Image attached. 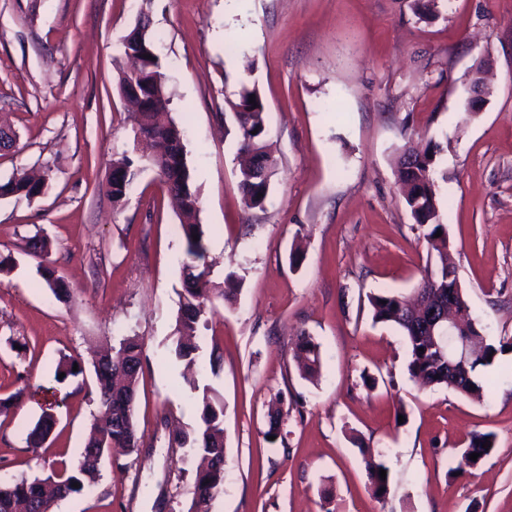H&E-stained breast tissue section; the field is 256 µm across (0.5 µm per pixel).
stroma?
I'll use <instances>...</instances> for the list:
<instances>
[{"mask_svg":"<svg viewBox=\"0 0 512 512\" xmlns=\"http://www.w3.org/2000/svg\"><path fill=\"white\" fill-rule=\"evenodd\" d=\"M149 14L199 191L211 278L239 289L200 326L191 390L172 361L182 291L180 215L152 169L126 202L105 191L133 134L117 77L122 39ZM490 59L494 93L467 109L468 73ZM247 82L266 107L278 159L263 206L239 189L236 123L225 102ZM0 179L41 170L37 198L0 200V485L77 463L98 410L95 351L143 341L134 417L139 445L49 512H187L199 459L172 446L201 422V387L224 407V486L208 512H512V351L482 376L483 402L423 388L394 327L368 296L416 288L427 250L396 182L407 139L441 143L438 207L470 314L488 341L512 337V0H441L423 21L411 0H0ZM42 232L44 257L26 251ZM300 264H292L293 251ZM71 290L58 301L37 272ZM320 346L318 376L294 360ZM78 376L56 378L61 357ZM375 380L363 386L362 375ZM280 398L287 419L269 437ZM56 419L43 447L28 430ZM495 446L454 475L472 435ZM381 461L376 498L365 461ZM38 273L50 288L56 299L62 302H68L71 295L63 279L56 275L55 270L47 265L39 264ZM296 356L301 359L303 365L300 368L302 376L308 379L316 377L319 373L321 357L317 343L310 336H300Z\"/></svg>","mask_w":512,"mask_h":512,"instance_id":"stroma-1","label":"stroma"}]
</instances>
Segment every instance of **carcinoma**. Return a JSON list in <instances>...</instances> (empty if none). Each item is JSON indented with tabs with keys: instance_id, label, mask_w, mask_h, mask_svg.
Wrapping results in <instances>:
<instances>
[{
	"instance_id": "1",
	"label": "carcinoma",
	"mask_w": 512,
	"mask_h": 512,
	"mask_svg": "<svg viewBox=\"0 0 512 512\" xmlns=\"http://www.w3.org/2000/svg\"><path fill=\"white\" fill-rule=\"evenodd\" d=\"M414 14L420 19H428L438 13L439 0H412ZM150 20L140 17L137 28L124 39V54L133 53L141 58L143 80L147 82L146 92L156 97L157 107L129 113L134 144L144 142L152 148L148 161L157 169L161 182L180 202L183 219L181 228L185 242V261L182 264L184 275L183 293L180 294L176 332L180 336L173 349L176 361L185 367L194 364L192 357L196 347L188 339L196 335L197 326L207 314L214 312L213 295L223 300L233 296L236 284L232 276L224 279V288L217 291L211 285V267L206 260V246L202 225L197 221L199 212L198 190L193 184L187 164L183 135L179 126L172 120L163 123L158 112L167 110L170 96L167 82H151L153 75L163 74L160 59L155 52V43L149 34ZM255 102H250V96ZM238 125L240 152L249 156V163L240 170L239 187L244 199L253 207L261 206L270 186V179L277 165L269 151L265 126V105L254 86L241 84L235 99L228 101ZM440 144L429 139L404 147L399 160L398 179L403 186L405 202L411 215L422 230L429 263L418 282L425 288L431 279L441 283L448 278V249L450 240L446 225L440 220L437 206V190L433 178V164ZM138 173L135 161L127 153L112 159L111 173L107 180L106 192L114 206L123 205L128 188ZM0 189L26 198L35 188L26 174H16L0 182ZM441 236H436L437 232ZM198 240H193V237ZM38 273L50 288L56 299L67 302L70 291L63 279L47 265H38ZM405 297L395 293L372 294L368 302L372 318L376 323L397 327L408 344V370L412 378L431 386L446 388L472 401L480 402L484 396V386L480 381L481 369L492 365L488 358L511 346L512 342H487L482 332L469 337L476 347V356L469 366L471 379L459 382L444 373L436 359L432 345L418 338L411 323L415 313L404 304ZM297 357L303 365L302 376L312 379L319 373L321 357L317 343L309 336L300 337ZM143 344L139 337L129 336L121 343L117 355L102 354L94 362L97 378V393L100 412L94 416L88 442L82 458L69 466L60 463L57 470L44 479L21 480L5 490L0 489V512H18V506L28 503L36 506L39 512H47L53 501H58L78 492L85 482H92L99 476L100 465L106 457L128 455L138 447L139 438L134 419V404L137 395L139 374L142 370ZM209 389L203 388L202 425L193 433L178 431L173 442L180 448H194L209 459V467L196 473L192 489V505L188 512H207L204 509L224 486V409L211 404ZM55 417L51 412H43L28 433V444L40 445L51 434ZM487 447H482V444ZM494 435L479 433L471 437L462 453V461L457 469L461 474L474 475L478 462L469 459L472 453L485 457L494 448ZM384 464L366 462V471L373 494L382 498L387 494L388 480L380 478L379 471Z\"/></svg>"
}]
</instances>
